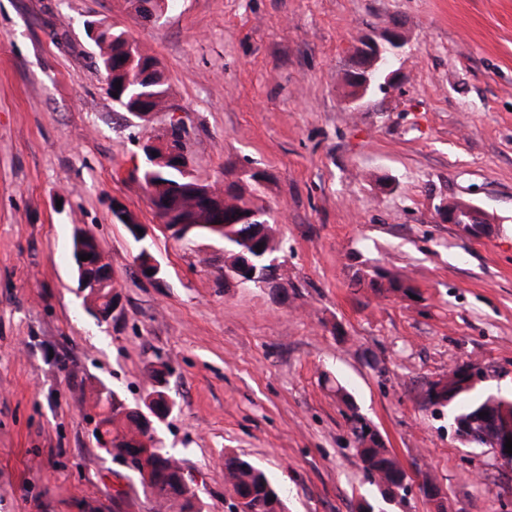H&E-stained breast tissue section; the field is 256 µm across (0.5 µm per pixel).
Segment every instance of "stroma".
<instances>
[{
    "label": "stroma",
    "instance_id": "obj_1",
    "mask_svg": "<svg viewBox=\"0 0 512 512\" xmlns=\"http://www.w3.org/2000/svg\"><path fill=\"white\" fill-rule=\"evenodd\" d=\"M92 19L157 59L194 175L267 209L279 287L225 280L221 243L163 228L137 168L171 116L140 127L113 102ZM392 23L396 80L353 111L350 55ZM456 200L493 216L488 234L439 222ZM76 224L121 295L102 325L76 288ZM377 267L414 296L374 291ZM466 363L485 370L479 391L512 396V0H174L151 22L133 0H0V512H152L98 447L91 395L140 403L152 365L175 401L158 438L204 512H232L229 452L288 512H357L375 488L353 412L444 486V512H512V466L423 402Z\"/></svg>",
    "mask_w": 512,
    "mask_h": 512
}]
</instances>
